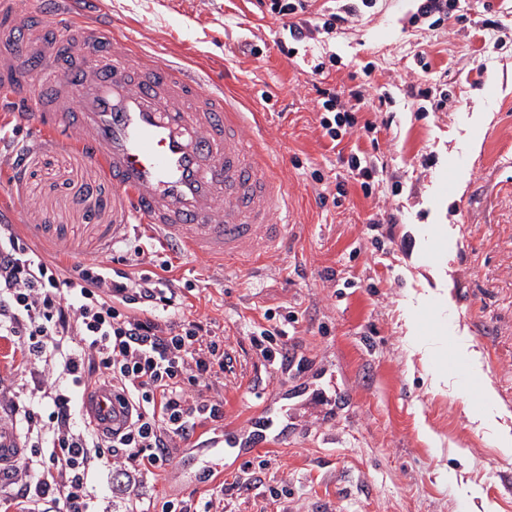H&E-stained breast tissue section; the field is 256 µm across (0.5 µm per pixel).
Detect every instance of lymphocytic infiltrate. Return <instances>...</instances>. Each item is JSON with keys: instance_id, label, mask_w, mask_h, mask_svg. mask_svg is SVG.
<instances>
[{"instance_id": "lymphocytic-infiltrate-1", "label": "lymphocytic infiltrate", "mask_w": 512, "mask_h": 512, "mask_svg": "<svg viewBox=\"0 0 512 512\" xmlns=\"http://www.w3.org/2000/svg\"><path fill=\"white\" fill-rule=\"evenodd\" d=\"M313 3L257 0L258 10L287 33L277 43L281 53L290 54L314 30L345 28L378 0H342L328 11ZM319 95V124L333 144L356 130L377 144V126L355 117L371 103L368 85L349 88L344 99L332 88ZM341 162L364 196L388 179L360 148ZM141 252L140 245L128 244L117 268L92 265L70 277L25 244L13 225L0 223V338L11 341L33 382L12 403L50 409L44 421L27 412L9 418L28 449L15 468L24 512H151L145 486L170 465V449L188 443L202 420L224 415V401L213 391L233 372L234 356L222 336L181 316L183 299L173 280L130 270ZM96 377L111 384L131 413L126 430L110 440L90 422H74L72 399L59 386L66 380L83 392ZM105 472L116 482L103 504L95 481Z\"/></svg>"}]
</instances>
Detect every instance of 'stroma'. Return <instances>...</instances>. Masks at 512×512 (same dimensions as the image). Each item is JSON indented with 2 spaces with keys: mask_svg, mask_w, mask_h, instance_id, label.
Instances as JSON below:
<instances>
[{
  "mask_svg": "<svg viewBox=\"0 0 512 512\" xmlns=\"http://www.w3.org/2000/svg\"><path fill=\"white\" fill-rule=\"evenodd\" d=\"M413 0H381L345 29L320 34L308 55L332 54L328 74H311L275 42L281 25L254 0H93L89 17L141 38L163 58L218 74L265 116L263 147L292 207L280 251L252 265L226 266L144 242L138 272L170 266L187 288L184 314L211 324L238 360L219 394L222 422L245 429L270 406L272 447L224 459V512H512V454L472 427L481 391L460 389L457 356L445 346L439 370L415 353L409 335L453 336L467 328L484 358L478 383H490L512 412V0H460L444 25L411 22ZM499 23L483 27L484 19ZM501 48L484 56V43ZM429 69L421 71L419 58ZM365 82L389 97L360 112L378 124L377 145L323 137L318 88L345 91ZM447 87L448 109L421 111L409 86ZM488 117L475 124V113ZM478 137L480 149L468 140ZM375 150L402 189L380 185L364 197L339 156ZM320 171L322 182L311 174ZM466 174L463 191L449 190ZM347 195H336L337 182ZM397 213L392 235L374 242L372 215ZM0 220L67 268L109 266L132 217L124 197L78 146L33 144L8 103L0 102ZM449 225L432 262H422L437 225ZM441 307H434L435 298ZM294 315L278 353L302 364L283 374L250 339L265 310ZM287 489L271 500L267 489ZM155 503L198 499L178 465L151 478Z\"/></svg>",
  "mask_w": 512,
  "mask_h": 512,
  "instance_id": "1",
  "label": "stroma"
}]
</instances>
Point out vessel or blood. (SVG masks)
<instances>
[{
  "instance_id": "obj_1",
  "label": "vessel or blood",
  "mask_w": 512,
  "mask_h": 512,
  "mask_svg": "<svg viewBox=\"0 0 512 512\" xmlns=\"http://www.w3.org/2000/svg\"><path fill=\"white\" fill-rule=\"evenodd\" d=\"M38 9L0 0V93L28 121L34 139L66 135L129 201L136 223L166 245L243 264L277 250L288 236V197L244 111L208 71L160 61L153 47L72 11L48 29ZM59 70L46 79L45 63ZM81 412L102 435L123 431L111 384L85 393ZM266 411L246 433L224 428L186 454L195 481L222 475L225 450L266 442ZM15 433L0 430V472L20 457Z\"/></svg>"
}]
</instances>
